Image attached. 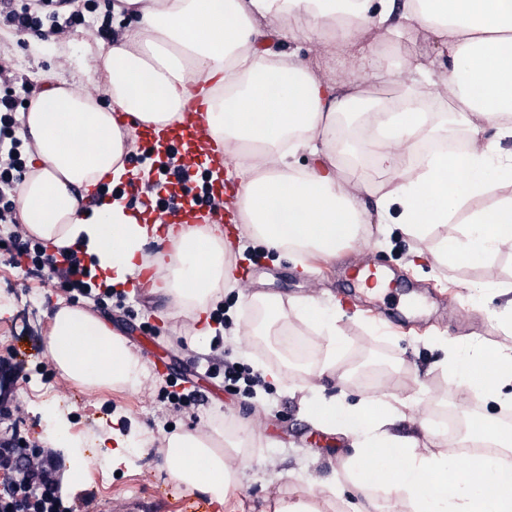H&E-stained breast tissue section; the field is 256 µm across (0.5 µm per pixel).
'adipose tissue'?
Returning a JSON list of instances; mask_svg holds the SVG:
<instances>
[{
    "label": "adipose tissue",
    "mask_w": 512,
    "mask_h": 512,
    "mask_svg": "<svg viewBox=\"0 0 512 512\" xmlns=\"http://www.w3.org/2000/svg\"><path fill=\"white\" fill-rule=\"evenodd\" d=\"M115 12L136 18L101 51V76L110 105L65 83L39 91L22 116L21 137L35 163L19 186L17 220L51 248L80 245L114 285L133 275L156 227L136 223L120 201L89 210L84 194L98 182L123 183V161L137 128H164L179 120L191 99L206 104L205 121L216 149L247 155L238 191L239 214L253 236L277 251L316 250L335 256L355 239L371 213L399 205L406 236L450 224L466 211L469 230L449 233L436 262H478L512 240V196L468 210L471 199L493 192L489 172L512 175V157L497 155L495 140L512 136V0H119ZM431 34L442 49V72L431 94L469 132L466 153L441 152L408 170L417 146L448 137V122L412 89L374 97L369 80H396L385 68L388 48ZM305 37L339 60L353 80L335 86L289 56L265 48L270 38ZM369 80H362V73ZM311 148L317 169L286 165ZM401 180H393V173ZM374 206H367V199ZM224 239L213 231L157 253L161 292L172 307L200 314L224 286ZM84 346H74L75 338ZM47 348L62 375L87 391L133 387L142 370L123 337L83 307L60 308ZM97 364H90V357ZM459 368L465 398L512 404V354L473 346L448 352ZM317 422L354 435L359 458L391 453L397 464L383 482L387 496L410 500L416 512H512V430L471 421L475 440L494 444L495 456L421 451L412 438L388 434L390 406L364 397L355 404L324 400ZM221 431L171 435L168 474L186 489L223 503L237 472Z\"/></svg>",
    "instance_id": "1"
}]
</instances>
